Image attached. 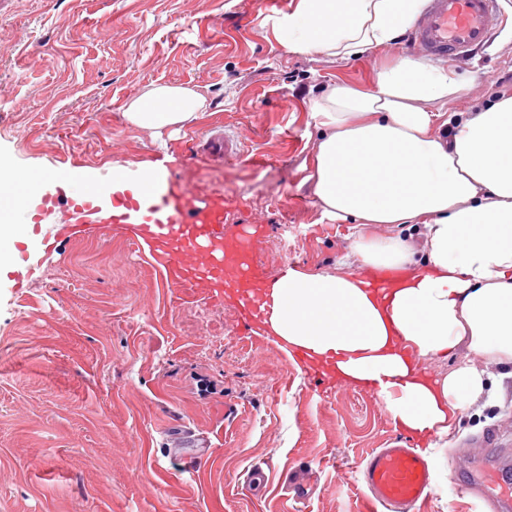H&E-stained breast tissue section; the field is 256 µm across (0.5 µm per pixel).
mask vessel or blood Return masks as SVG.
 <instances>
[{
	"label": "vessel or blood",
	"instance_id": "1",
	"mask_svg": "<svg viewBox=\"0 0 512 512\" xmlns=\"http://www.w3.org/2000/svg\"><path fill=\"white\" fill-rule=\"evenodd\" d=\"M506 23L499 0H427L413 24L412 41L424 59L452 62L483 47ZM62 204L70 218L53 225L51 235L43 240L45 247L101 227L132 226L172 286L228 295L244 322H264L266 297L254 285L253 241L225 231L223 190L198 193L179 180L148 175L132 187L113 192L104 204L94 190L63 201L37 190L27 194L20 206L38 224ZM362 475L374 501L395 512H414L432 483L430 461L423 450L400 446L370 453ZM492 483L502 489L495 497L499 512H512V471L492 468L471 474L470 484L477 489Z\"/></svg>",
	"mask_w": 512,
	"mask_h": 512
}]
</instances>
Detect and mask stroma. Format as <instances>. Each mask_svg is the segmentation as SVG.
Returning <instances> with one entry per match:
<instances>
[{"label": "stroma", "mask_w": 512, "mask_h": 512, "mask_svg": "<svg viewBox=\"0 0 512 512\" xmlns=\"http://www.w3.org/2000/svg\"><path fill=\"white\" fill-rule=\"evenodd\" d=\"M294 0H8L0 10V177L23 194L59 167L78 196L112 168L168 158L189 188L223 189L226 228L254 234L264 285L286 267L343 274L351 226L324 218L310 178V106L335 84L371 87L416 61L408 33L350 59L288 51L271 19ZM463 86L441 112H470L512 72V22L448 65ZM153 84L188 85L210 107L161 133L124 104ZM223 161L202 155L211 128ZM27 262L0 260V512H363L358 467L374 449L420 447L383 402L352 385L323 395L281 341L203 288L171 286L131 230L41 246L0 197ZM435 440L436 484L420 512H479L472 462L499 435L512 458V374ZM262 496L244 483L254 467ZM305 485L303 496L294 486Z\"/></svg>", "instance_id": "obj_1"}]
</instances>
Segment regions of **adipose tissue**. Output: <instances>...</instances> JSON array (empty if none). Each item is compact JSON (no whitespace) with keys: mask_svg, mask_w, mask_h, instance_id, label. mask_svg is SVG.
<instances>
[{"mask_svg":"<svg viewBox=\"0 0 512 512\" xmlns=\"http://www.w3.org/2000/svg\"><path fill=\"white\" fill-rule=\"evenodd\" d=\"M423 0H297L272 23L294 53L349 58L392 41ZM446 69L415 61L383 68L375 85H334L311 105L321 131L314 192L329 219L352 220L353 272L313 275L290 267L272 285L267 328L294 350L336 362L353 386L375 381L395 424L443 437L461 408L488 391L487 366L512 367V95L474 112L425 109L447 99ZM186 85H151L124 115L144 129L183 125L207 112ZM381 224L394 227L380 236ZM421 230L416 263L407 239ZM384 275L368 288L364 272ZM471 356L430 379L410 355Z\"/></svg>","mask_w":512,"mask_h":512,"instance_id":"ef3b65f1","label":"adipose tissue"}]
</instances>
